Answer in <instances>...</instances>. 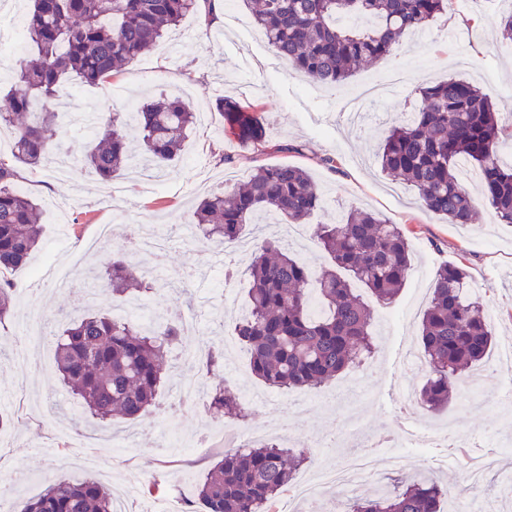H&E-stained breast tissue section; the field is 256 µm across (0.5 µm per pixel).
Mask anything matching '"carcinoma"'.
Returning a JSON list of instances; mask_svg holds the SVG:
<instances>
[{
	"mask_svg": "<svg viewBox=\"0 0 512 512\" xmlns=\"http://www.w3.org/2000/svg\"><path fill=\"white\" fill-rule=\"evenodd\" d=\"M449 0H255L254 26L275 55L309 82L340 90L365 64H382L408 31L447 11ZM213 0H32L25 38L32 55L16 71L14 90L0 97V128H13L12 163L0 161V273L23 268L41 241L39 206L17 187L18 167L35 168L53 153L59 113L48 104L72 78L98 84L149 53L194 12ZM419 107L392 126L378 153L382 171L414 191L422 207L450 224L470 223L474 204L461 183L463 165L479 170L485 199L512 224V165L500 164L502 125L491 99L476 85L450 78L419 88ZM224 122L245 145L264 146L266 128L233 97L217 103ZM197 113L168 95L131 112L99 109L94 145L83 162L101 179L147 160L169 167L191 134ZM142 132L130 145L123 128ZM322 201L308 172L295 164L260 166L245 181L204 198L194 213L196 242L236 244L260 215L273 224H301ZM315 236L329 263L312 271L280 240L252 246L245 270L248 311L234 326L252 374L273 389L321 386L365 364L375 348V305L392 302L412 270L404 229L360 209L319 224ZM112 301L124 302L139 271L112 252ZM419 327L428 374L418 403L436 413L454 401L461 375L485 364L492 349L487 314L458 264L439 267ZM13 290L0 283V322L10 317ZM183 324L150 332L134 319L87 307L56 333V371L82 411L108 431L116 419H135L155 404L169 373L167 356L180 344ZM243 407L226 388L212 390L215 417ZM310 461L303 448L276 440L227 449L196 488L194 512H269ZM448 488L428 475H410L343 502V512H441ZM21 512H114L99 480L67 479L26 499Z\"/></svg>",
	"mask_w": 512,
	"mask_h": 512,
	"instance_id": "obj_1",
	"label": "carcinoma"
}]
</instances>
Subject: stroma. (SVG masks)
Instances as JSON below:
<instances>
[{
	"label": "stroma",
	"mask_w": 512,
	"mask_h": 512,
	"mask_svg": "<svg viewBox=\"0 0 512 512\" xmlns=\"http://www.w3.org/2000/svg\"><path fill=\"white\" fill-rule=\"evenodd\" d=\"M512 0H454L450 10L438 15L425 29L407 33L392 63L405 74L397 92L367 102L361 126H351L343 111V94L311 88L287 61L277 58L263 43L250 14L237 0L235 22L203 26L199 15L186 16L169 31L150 53L129 63L112 79L99 84L70 80L61 99L66 111L54 129L55 151L79 157L93 143L87 119L93 106L107 105L125 112L138 100L162 92H179L190 109L206 105L180 159L157 180L120 175L124 196L113 206L102 203L110 183L76 164L64 178L52 176L47 168L22 169L21 181L42 206L43 233L36 265L43 273L74 264L88 250H96L97 272L111 265L107 251L99 250L96 228L112 225L116 245L127 250L137 267L150 266L149 257L130 252L129 247L143 224H188L193 208L205 194L223 190L262 165L288 162L306 168L318 184L324 202L306 221L307 229L342 219L351 209L365 208L391 223L401 225L411 246L413 270L394 301L378 308L373 329L376 352L363 367L314 390L281 392L266 388L247 369V357H239L244 379L231 377L229 370L204 377L205 386L227 381L234 391L250 387L253 399L245 400L242 418H215L207 408L185 410L175 426L180 447L161 445L157 429L162 412L176 399L178 382L167 384L155 408L131 422L126 432L134 438L129 448H116L111 437L95 440L93 454L100 462L101 479L111 486L124 512H161L165 498L143 493H126V477L135 470L161 484L179 479L181 496L191 500L197 484L219 459L227 446L250 447L240 432L267 426L278 417L287 432L311 443L313 464L337 465L351 445L345 432L364 438L383 430L399 414L392 400L394 383H407L417 391L423 369L406 373L404 357L419 354L417 329L430 300L435 270L444 264L465 267L488 313L497 347L512 345V224L500 223L486 202L477 180L462 184L474 200L475 214L468 224H450L424 212L413 191L392 180L380 169L377 154L391 126L403 121L417 102V87L451 77L483 88L503 122L512 124V49L500 46L491 16L511 8ZM233 95L251 104L268 131L270 147L243 146L224 126L216 109L219 99ZM291 145L288 153L274 151V143ZM233 154L224 164V154ZM333 156L339 172L327 170L322 160ZM217 246L177 241L168 255L167 276L188 283L185 295L160 290L148 313L162 324L176 314L196 321L198 331L190 336L193 345L228 347L236 350L231 330L244 312L246 295L239 276L250 262L246 253L220 265ZM14 312L0 322V413L9 424L0 429V470H13L27 477L20 486L21 497L39 494L46 484L64 476L80 480L89 468L70 462L68 447L73 435L94 431L96 423L78 417L77 401L61 386L55 368V345H29L24 321L34 316L44 328L58 329L74 317L84 302L82 289L54 292L43 282L40 294H32L28 269L12 274ZM469 392L462 403L438 413L419 411L418 418L440 432L435 447L416 452L399 449V468L389 466L386 454L377 458L375 478L387 482L398 473L433 471L444 481L451 496L444 512H455L452 500L467 483L465 461L448 449L445 436L460 432L477 441L484 455L497 458L476 490L477 498L488 500L498 512H512V425L499 420V403L512 390V368L500 369L490 357L482 372L469 377ZM309 402V414L297 413L300 402ZM55 404L67 431L44 424L41 410ZM447 458L436 468L439 458Z\"/></svg>",
	"instance_id": "1"
}]
</instances>
